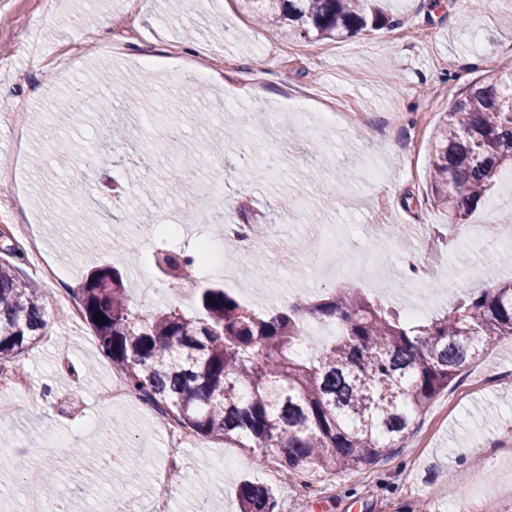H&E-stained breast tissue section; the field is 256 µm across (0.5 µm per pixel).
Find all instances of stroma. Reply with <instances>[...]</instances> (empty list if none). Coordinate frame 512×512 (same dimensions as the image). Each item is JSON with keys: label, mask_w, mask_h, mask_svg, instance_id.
Returning <instances> with one entry per match:
<instances>
[{"label": "stroma", "mask_w": 512, "mask_h": 512, "mask_svg": "<svg viewBox=\"0 0 512 512\" xmlns=\"http://www.w3.org/2000/svg\"><path fill=\"white\" fill-rule=\"evenodd\" d=\"M0 0V246L16 225H37L60 257L65 287L114 266L127 288L156 273L163 250L189 252L206 231L201 211L223 206L235 224H259L258 245L225 244L218 268L200 267L176 288L161 286L146 310H191L198 288L220 281L256 308L359 289L424 318L443 315L486 271L512 277L495 244L449 236L431 196L437 127L484 70L512 69V0H387L393 23L339 40H308L257 27L247 0ZM105 36L94 34L98 20ZM112 66L97 97L64 110L71 91ZM221 72L196 82L193 69ZM113 112L102 121L103 104ZM208 111L196 124L191 108ZM189 162L192 176L168 171ZM352 177L336 188V168ZM125 182L110 196L106 183ZM53 183L47 209L36 189ZM127 224L148 227L129 244ZM174 224L191 233L173 236ZM422 278L403 276L408 255ZM48 335L18 361L28 383L0 422V460L18 448L52 449L49 481L79 512H239L238 484L273 487L277 512H512V339L495 343L441 391L405 445L357 469L298 477L255 465L249 451L196 437L173 447L157 411L132 397L109 407L96 394L117 377L86 320L67 324L53 306ZM50 398H43V389ZM123 426L142 468L110 506L95 492L117 476L95 439L103 418ZM178 460L187 480L160 479ZM209 494L201 497L197 486Z\"/></svg>", "instance_id": "1"}]
</instances>
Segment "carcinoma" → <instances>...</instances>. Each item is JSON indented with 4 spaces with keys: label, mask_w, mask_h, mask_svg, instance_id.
Returning a JSON list of instances; mask_svg holds the SVG:
<instances>
[{
    "label": "carcinoma",
    "mask_w": 512,
    "mask_h": 512,
    "mask_svg": "<svg viewBox=\"0 0 512 512\" xmlns=\"http://www.w3.org/2000/svg\"><path fill=\"white\" fill-rule=\"evenodd\" d=\"M253 16L295 35L341 39L378 30L388 16L369 0H250ZM431 195L462 224L499 173L512 169V73L493 70L463 90L439 125ZM24 255L0 249V361L14 363L45 336L47 291L23 275ZM197 257L164 253L168 277ZM81 313L129 390L198 434L246 448L294 475L356 469L404 441L440 391L512 338V278L491 276L443 315L402 318L355 288L314 302L297 298L260 312L212 285L196 306L149 314L132 302L114 267L91 271L79 287ZM104 321H94L95 313ZM336 334L315 343L307 319ZM242 512H276L267 486H239Z\"/></svg>",
    "instance_id": "obj_1"
}]
</instances>
